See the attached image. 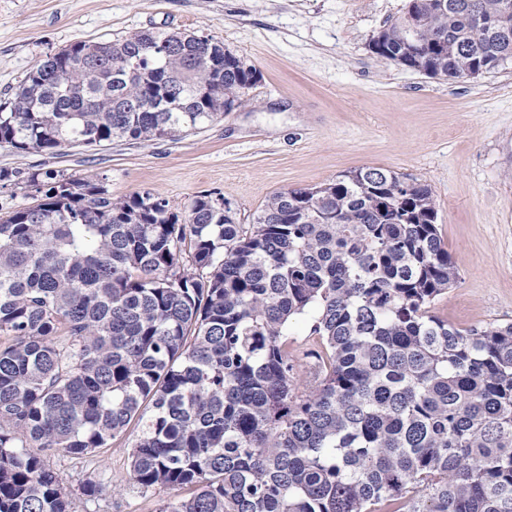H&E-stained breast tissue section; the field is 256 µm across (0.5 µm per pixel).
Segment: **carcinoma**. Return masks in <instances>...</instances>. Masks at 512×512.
<instances>
[{
  "label": "carcinoma",
  "instance_id": "obj_1",
  "mask_svg": "<svg viewBox=\"0 0 512 512\" xmlns=\"http://www.w3.org/2000/svg\"><path fill=\"white\" fill-rule=\"evenodd\" d=\"M420 27L407 43L405 25ZM140 31L39 61L0 142L27 151L196 129L257 70L214 38ZM379 51L463 79L512 60L504 0H409ZM0 221V512H75L49 457L138 430L128 480L157 512H512V323L461 330L431 187L383 168L275 193L251 224L185 218L55 172ZM307 317L315 385L290 325Z\"/></svg>",
  "mask_w": 512,
  "mask_h": 512
}]
</instances>
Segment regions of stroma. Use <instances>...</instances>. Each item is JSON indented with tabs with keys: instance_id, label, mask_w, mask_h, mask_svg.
Here are the masks:
<instances>
[{
	"instance_id": "1",
	"label": "stroma",
	"mask_w": 512,
	"mask_h": 512,
	"mask_svg": "<svg viewBox=\"0 0 512 512\" xmlns=\"http://www.w3.org/2000/svg\"><path fill=\"white\" fill-rule=\"evenodd\" d=\"M408 0H0V104L40 60L78 41L188 30L257 69L243 104L150 141L15 149L0 142V218L35 205L32 173L102 180L116 197L150 191L186 215L198 195L252 223L276 192L361 167L428 183L459 277L434 312L459 329L512 323V62L473 79L429 77L373 56L371 38ZM131 441L50 461L78 512H156L175 489L127 479ZM113 491L85 501L81 484Z\"/></svg>"
}]
</instances>
